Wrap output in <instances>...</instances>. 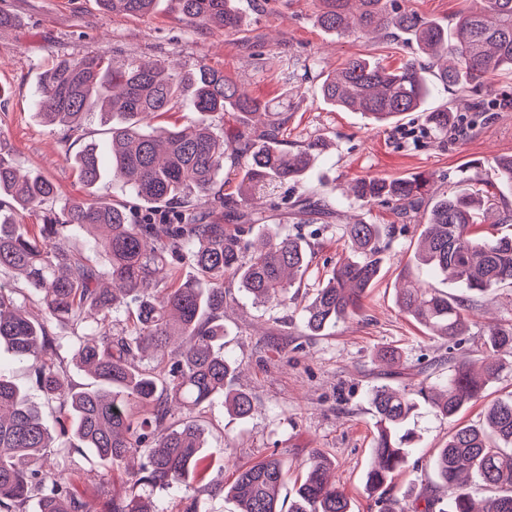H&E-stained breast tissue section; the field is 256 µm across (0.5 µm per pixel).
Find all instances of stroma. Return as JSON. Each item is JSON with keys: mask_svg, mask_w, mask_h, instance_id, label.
Returning a JSON list of instances; mask_svg holds the SVG:
<instances>
[{"mask_svg": "<svg viewBox=\"0 0 512 512\" xmlns=\"http://www.w3.org/2000/svg\"><path fill=\"white\" fill-rule=\"evenodd\" d=\"M397 3L448 29L476 5L475 0ZM237 7L244 25L226 37L218 31L197 33L168 0H159L148 16L108 15L99 0H0V13L12 19L10 27L0 29V151L15 159L21 172L51 179L59 201L103 198L126 206L133 215L144 213L145 203L110 178L87 190L66 153L61 130L43 124L35 112L44 69L60 58L88 54L117 65L149 61L186 70L206 64L244 86L270 111L287 113L284 138L289 149L324 141L325 150L314 154L301 184L278 188L267 198L282 228L311 246L309 269L299 286L290 289L287 306L255 305L236 282L224 283L235 299L224 320L225 348L242 370L234 386L252 395L256 411L248 419H236L220 398L202 410L205 453L213 459L206 479L218 489L202 496L201 512H235L220 485L232 483L238 466L273 453L288 467L289 482L283 490L291 492L315 449L331 461L352 512H377L376 497L366 486L376 438L368 391L385 375L395 386L417 384L424 369L434 382L447 375L442 367L447 342L428 336L397 304L402 274L411 271L415 283L460 299L469 293L416 265L418 224H401L392 207L349 200L345 191L357 178H406L419 172L434 174L442 192L473 189L486 178L493 158L512 155V77H495L488 111L474 115L467 96L436 88L434 104L453 103L454 123L461 124L469 114L474 117V126L463 127L455 137L436 136L421 112L382 128L361 113L325 104L322 77L355 55L397 67L415 56L414 42L402 36H337L318 24L314 0H237ZM286 66L296 74L288 83L281 75ZM306 191L335 203L329 223L302 224L292 214L289 200ZM359 220L397 228L382 254L379 278L364 298L360 316L339 323L326 335H308L300 309L343 257L344 225ZM493 323L512 324V285L479 299L462 353L471 354L484 326ZM386 349L397 352V365L380 359ZM452 424L422 409L415 420L417 448L399 477V495H420L446 507L447 496L437 485L432 463ZM71 460L75 492L102 506L98 489L106 471L100 461L85 451L72 453Z\"/></svg>", "mask_w": 512, "mask_h": 512, "instance_id": "35a3bbf8", "label": "stroma"}]
</instances>
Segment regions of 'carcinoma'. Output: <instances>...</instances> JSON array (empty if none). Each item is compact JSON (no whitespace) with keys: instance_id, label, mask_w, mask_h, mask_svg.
Returning a JSON list of instances; mask_svg holds the SVG:
<instances>
[{"instance_id":"1","label":"carcinoma","mask_w":512,"mask_h":512,"mask_svg":"<svg viewBox=\"0 0 512 512\" xmlns=\"http://www.w3.org/2000/svg\"><path fill=\"white\" fill-rule=\"evenodd\" d=\"M112 13L147 15L156 0H100ZM182 20L199 32L240 29L235 0H173ZM318 23L337 35L407 33L420 57L391 69L366 57H353L327 73L321 84L325 103L363 112L390 127L408 112L425 113L434 132L448 137V106H428L431 73L445 89L470 93L480 111L492 78L512 74V0H479L461 15L453 33L414 13L388 7L389 0H315ZM189 100L194 118L183 130L157 129L151 119ZM232 114L243 131L232 139L210 122L212 114ZM37 114L65 129L64 141L94 116L109 125L108 160L112 180L143 200L175 204L161 219L145 216L133 223L127 212L106 200L50 206L55 184L38 173L18 175L16 164L0 154V195L23 208L43 210L40 224H14L0 214V269L23 279L26 290L0 283V346L29 364L33 380L63 416L55 436L24 391L0 375V509L27 512H158L143 487L187 490V482L209 468L205 429L198 412L215 397L227 411L249 418L255 405L249 393L232 388L236 360L224 347V275L230 274L256 305H284L288 289L305 275L309 246L270 223L257 205L268 191L298 184L320 148L313 141L291 152L284 148L288 116L275 117L268 107L224 72L200 65L180 71L135 61L114 65L98 55L61 58L40 79ZM230 158L240 177L234 197L217 186ZM80 181L95 187L102 158L91 145L74 154ZM495 181L512 185V155L498 157L491 168ZM435 178L423 173L388 180L360 178L351 188L354 200L392 206L401 219L427 215L417 260L448 274L471 293L455 299L435 288H400L401 310L430 335L445 339L448 376L434 386L416 388L379 384L369 399L377 436L367 475L368 490L378 493L379 512H409L393 492L391 480L412 453L408 427L425 404L435 416L454 419L476 401L485 386L512 359V324L485 328L478 348L480 370L453 355L471 326V301L503 284H512V232L476 237L472 228L486 222L512 224V206L498 205L493 195L434 191ZM224 210V217L259 225L261 248L224 231V225L200 215L197 201ZM73 227L104 230L89 249L70 245ZM391 225L347 224L343 232L350 255L340 260L302 309L305 329L320 336L357 316L381 268L384 240ZM104 255L101 264L97 255ZM189 263L192 280L176 282L168 258ZM130 311L126 328L112 332V312ZM72 327L73 359L93 383L81 385L68 376L62 345L52 321ZM149 410L138 419L133 407ZM85 448L111 471L126 469L128 458L142 462L129 472V485L112 493L99 510L69 489L72 471L41 470L42 457L57 450L70 456ZM330 463L314 451L305 476L288 503L279 490L285 462L271 454L237 470L225 492L237 512H351L345 492L330 481ZM432 469L448 492L449 512H512V395L487 406L479 426L454 428L435 456ZM507 491L475 507L465 476Z\"/></svg>"}]
</instances>
